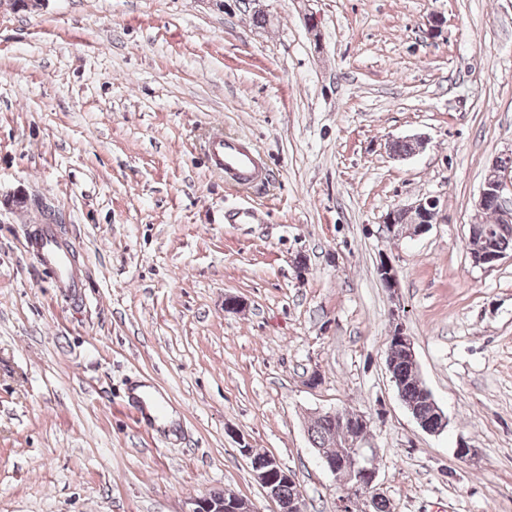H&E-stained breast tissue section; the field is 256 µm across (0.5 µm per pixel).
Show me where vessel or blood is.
Returning <instances> with one entry per match:
<instances>
[{"instance_id": "1", "label": "vessel or blood", "mask_w": 512, "mask_h": 512, "mask_svg": "<svg viewBox=\"0 0 512 512\" xmlns=\"http://www.w3.org/2000/svg\"><path fill=\"white\" fill-rule=\"evenodd\" d=\"M209 164L224 171L226 177L238 185H256L265 178L259 158L241 141L221 134L210 142ZM29 246L41 271L49 278L60 294L75 297L86 286L78 277L68 251L58 241L52 225H43L29 239Z\"/></svg>"}]
</instances>
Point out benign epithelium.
Instances as JSON below:
<instances>
[{"instance_id": "1", "label": "benign epithelium", "mask_w": 512, "mask_h": 512, "mask_svg": "<svg viewBox=\"0 0 512 512\" xmlns=\"http://www.w3.org/2000/svg\"><path fill=\"white\" fill-rule=\"evenodd\" d=\"M512 173V149L502 151L492 162L486 175L478 199V208L484 209L489 201L500 203L498 208L497 228L503 229L512 225V207L506 204V191L512 192V181L508 180ZM438 210V200L429 197L409 208H399L389 212L384 219L385 236L396 238L402 234L418 236L426 233L434 223ZM472 262L480 267H493L505 257V253L488 245L476 252H470ZM380 271L384 274L383 288L391 297H396L399 288V277L396 268L388 257L380 260ZM393 330L390 341L401 348L411 362H416L414 344L406 333L401 308L394 307L390 313ZM423 400L429 414L425 418L414 416L419 427L429 433L437 434L448 426V417L439 407L428 388H423ZM330 418L339 417V426L331 434L333 447L342 449L341 460L334 461L330 457L320 455L324 470L329 472L342 487L343 496L339 499V512H352L360 507V501L366 497L378 496L375 480L377 450L365 445V434L357 431L356 426L370 429L371 419L359 412L334 410L327 412ZM355 417L349 422L347 418ZM242 453L249 459L254 479L263 489L266 498L277 504L276 512H307L306 500L302 489L294 475H288L295 491L286 498L278 485L276 473L280 472L278 461L268 456L259 462L252 456L251 449L244 448ZM192 512H257L253 502L240 497L230 504H224V495L213 493L196 501Z\"/></svg>"}]
</instances>
